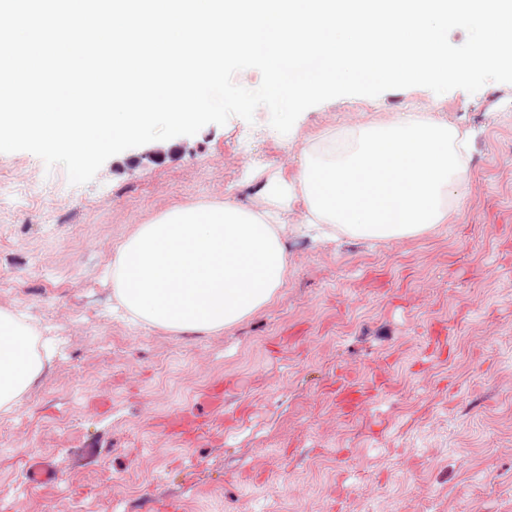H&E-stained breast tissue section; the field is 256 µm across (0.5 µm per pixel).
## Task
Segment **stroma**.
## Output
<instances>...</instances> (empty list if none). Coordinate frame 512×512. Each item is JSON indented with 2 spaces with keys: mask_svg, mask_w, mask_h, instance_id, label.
Wrapping results in <instances>:
<instances>
[{
  "mask_svg": "<svg viewBox=\"0 0 512 512\" xmlns=\"http://www.w3.org/2000/svg\"><path fill=\"white\" fill-rule=\"evenodd\" d=\"M416 106L473 138L447 223L316 243L296 206L268 306L203 335L113 316L105 269L137 225L262 206L253 170L292 174L325 131ZM269 119L126 150L83 185L0 153V311L57 348L0 413V512H512V84L340 97L285 135ZM215 385L205 433H164ZM35 456L59 484L25 490Z\"/></svg>",
  "mask_w": 512,
  "mask_h": 512,
  "instance_id": "stroma-1",
  "label": "stroma"
}]
</instances>
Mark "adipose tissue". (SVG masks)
<instances>
[{"instance_id":"ef3b65f1","label":"adipose tissue","mask_w":512,"mask_h":512,"mask_svg":"<svg viewBox=\"0 0 512 512\" xmlns=\"http://www.w3.org/2000/svg\"><path fill=\"white\" fill-rule=\"evenodd\" d=\"M469 138L423 112L325 134L292 178L261 188L265 205L227 200L175 207L135 231L109 268L119 308L177 333H214L272 303L288 277L282 217L302 201L304 222L354 238L403 239L447 223ZM32 333L0 311V411L40 373Z\"/></svg>"}]
</instances>
